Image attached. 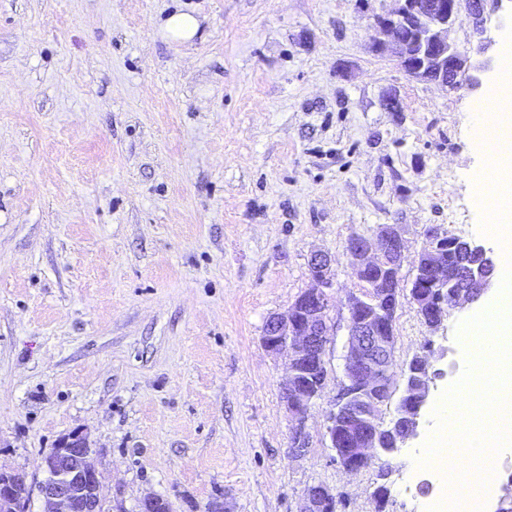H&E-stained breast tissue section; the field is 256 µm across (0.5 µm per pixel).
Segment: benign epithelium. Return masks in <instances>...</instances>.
<instances>
[{"instance_id":"1","label":"benign epithelium","mask_w":512,"mask_h":512,"mask_svg":"<svg viewBox=\"0 0 512 512\" xmlns=\"http://www.w3.org/2000/svg\"><path fill=\"white\" fill-rule=\"evenodd\" d=\"M397 7L374 19L380 37L374 51L394 58L410 75L454 89L460 81L473 90L482 86L481 75L491 70L492 59L474 62L468 51L448 42V31L471 19L473 32L482 35L488 17L500 10L505 0H396ZM414 34L417 51H408L403 31ZM428 246L418 256L414 274L401 276L404 242L393 225H383L374 238H363L349 251L351 266L365 284L359 293L348 295L349 324L345 346L344 390L336 398V410L327 426L330 448L337 464L347 472L369 467L374 451L392 454L418 435L421 411L426 405L433 380L427 361L418 356L400 371L404 388L397 415L388 426L380 419L381 408L395 392L393 356L395 337L392 323L400 302L407 297L416 305L425 325L435 329L448 317V311L478 301L493 285L492 250L476 242L466 249L486 261L469 270V288L448 284L445 249L436 231H431ZM385 264L394 280L400 281L402 294L378 288L365 277L368 269ZM309 270L314 286L301 293L288 312L269 318L262 342L275 354L289 358V372L282 384L283 399L295 421L291 429L290 452H306L305 418L321 388L310 385V373H325L324 352L330 335L328 309L335 286L331 258L322 253L311 256ZM436 274L439 285L432 294L420 290L421 277ZM86 438L72 433L61 438L44 460L46 476L38 485L43 500L42 512H107L100 494L99 472L91 458ZM31 489L19 472L0 469V512H28ZM336 495L321 484L310 486L299 512H332Z\"/></svg>"}]
</instances>
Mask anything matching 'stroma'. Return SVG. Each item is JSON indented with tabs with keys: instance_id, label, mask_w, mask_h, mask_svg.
Returning <instances> with one entry per match:
<instances>
[{
	"instance_id": "35a3bbf8",
	"label": "stroma",
	"mask_w": 512,
	"mask_h": 512,
	"mask_svg": "<svg viewBox=\"0 0 512 512\" xmlns=\"http://www.w3.org/2000/svg\"><path fill=\"white\" fill-rule=\"evenodd\" d=\"M394 0H0V468L30 486L60 438L90 444L107 512H298L333 489L337 512H424L411 481L433 403L466 371L460 322L435 329L401 299L396 366L439 373L419 435L357 473L335 462L328 416L344 379L350 238L397 226L402 273L437 228L493 247L472 177L491 159L472 117L486 89L449 90L372 50ZM188 12L197 35L171 39ZM512 12L473 60L499 57ZM397 109H388L387 98ZM333 260L326 378L288 454V358L267 319ZM167 31L181 41L191 39L199 28L198 19L190 13L178 12L170 15L165 23ZM336 505V495L321 484L310 486L302 499L299 512H331Z\"/></svg>"
}]
</instances>
